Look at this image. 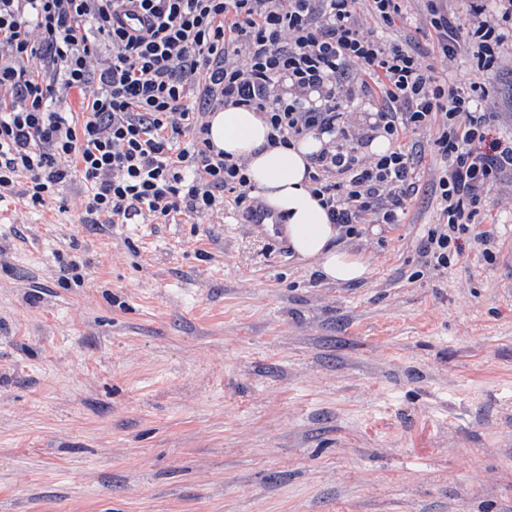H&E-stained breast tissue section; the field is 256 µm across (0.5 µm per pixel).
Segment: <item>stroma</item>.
I'll return each mask as SVG.
<instances>
[{"instance_id":"1","label":"stroma","mask_w":512,"mask_h":512,"mask_svg":"<svg viewBox=\"0 0 512 512\" xmlns=\"http://www.w3.org/2000/svg\"><path fill=\"white\" fill-rule=\"evenodd\" d=\"M428 50L421 0L384 28ZM512 131V56L490 81ZM400 224L327 281L232 207L90 224L0 202V512H512V194L435 269L430 133Z\"/></svg>"}]
</instances>
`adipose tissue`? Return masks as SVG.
<instances>
[{
	"label": "adipose tissue",
	"instance_id": "adipose-tissue-1",
	"mask_svg": "<svg viewBox=\"0 0 512 512\" xmlns=\"http://www.w3.org/2000/svg\"><path fill=\"white\" fill-rule=\"evenodd\" d=\"M210 122L212 143L245 162L255 192L271 210L284 216L295 253L315 260L328 281L344 284L364 279L366 263L336 246L339 228L330 223L305 179L309 158L326 142V135L312 132L294 145L272 147L268 144L270 128L257 112L226 107L215 110Z\"/></svg>",
	"mask_w": 512,
	"mask_h": 512
}]
</instances>
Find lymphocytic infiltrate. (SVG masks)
I'll list each match as a JSON object with an SVG mask.
<instances>
[{"label": "lymphocytic infiltrate", "mask_w": 512, "mask_h": 512, "mask_svg": "<svg viewBox=\"0 0 512 512\" xmlns=\"http://www.w3.org/2000/svg\"><path fill=\"white\" fill-rule=\"evenodd\" d=\"M130 10L144 19L135 34L120 22ZM426 10L446 63L465 54L488 75L512 51V0H471L463 21L447 0ZM400 14V0H0V201L23 178L27 204L44 205L77 175L94 224L205 214L228 193L253 215L264 202L245 163L210 140L214 110L245 107L272 147L327 134L309 188L352 239L401 222L419 176L409 144L427 131L439 218L422 253L447 267L512 171V137H490L482 83L439 80L409 42L380 34ZM74 90L80 115L52 109ZM364 103L373 123L354 119ZM379 136L387 152L366 153Z\"/></svg>", "instance_id": "obj_1"}]
</instances>
